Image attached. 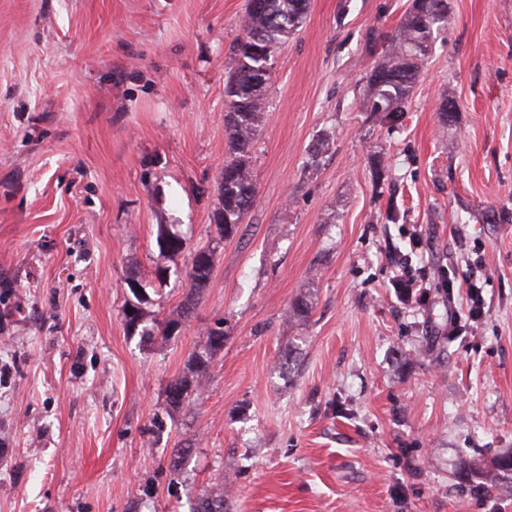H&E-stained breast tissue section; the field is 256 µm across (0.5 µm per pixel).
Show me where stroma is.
<instances>
[{"label":"stroma","instance_id":"1","mask_svg":"<svg viewBox=\"0 0 512 512\" xmlns=\"http://www.w3.org/2000/svg\"><path fill=\"white\" fill-rule=\"evenodd\" d=\"M410 5L310 0L272 58L256 202L222 241L247 0H0V512H190L219 481L230 512H512V474L456 476L512 449V0H448L389 126L365 91ZM163 227L186 240L172 260ZM207 247L179 333L129 332L132 286L145 323L167 318ZM480 256L486 316L449 335L467 294L431 274ZM401 265L433 309L401 300ZM219 320L205 385L170 408ZM214 256L215 248L201 249L194 253L187 272L189 293L180 307L169 315L159 335L165 338L174 336L182 323L193 313L194 294L208 284L214 265Z\"/></svg>","mask_w":512,"mask_h":512}]
</instances>
